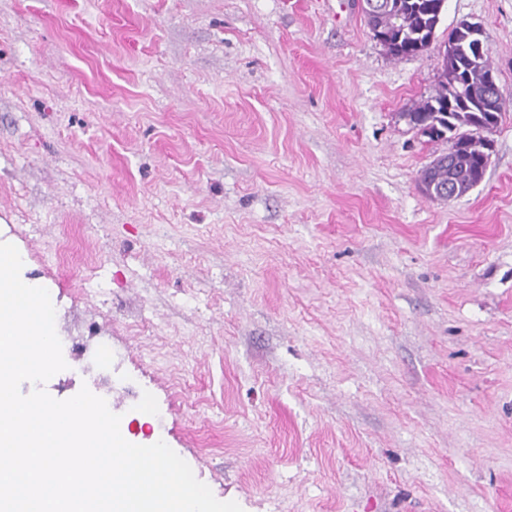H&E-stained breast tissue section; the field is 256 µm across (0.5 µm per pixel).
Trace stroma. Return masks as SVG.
Listing matches in <instances>:
<instances>
[{"instance_id":"35a3bbf8","label":"stroma","mask_w":512,"mask_h":512,"mask_svg":"<svg viewBox=\"0 0 512 512\" xmlns=\"http://www.w3.org/2000/svg\"><path fill=\"white\" fill-rule=\"evenodd\" d=\"M482 26L480 185L407 114ZM0 243L95 324L127 441L243 512H512V0L392 57L359 0H0ZM467 144H462L460 140L451 142L449 149L454 148L455 151L451 156V162L448 169V153L446 155H440L439 161L433 166H427L420 177V184H435V187H442L443 194L440 197L434 199L448 200V193L452 198H460L478 186L483 177L477 176L471 183H467L462 188L458 185L448 183L449 180H455L461 183L467 182L472 175L482 167V163L487 165L488 168L491 155H483L480 149L477 147L478 143H474L473 139ZM452 178V179H450Z\"/></svg>"}]
</instances>
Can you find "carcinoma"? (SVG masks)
<instances>
[{
  "mask_svg": "<svg viewBox=\"0 0 512 512\" xmlns=\"http://www.w3.org/2000/svg\"><path fill=\"white\" fill-rule=\"evenodd\" d=\"M446 0H368L371 12L364 14L367 25L380 27L390 34L389 53L397 58L415 56L427 50L435 39ZM469 27L459 23L448 33L456 42V53L446 55L441 88L409 113L410 121L424 127L438 120L450 121L460 137L469 135L475 117L492 114L502 118L505 102H490L484 96L483 75L490 69L485 57L470 56L463 51ZM452 156L442 155L437 164L426 167L420 183L443 188L440 199H448V181L465 183L482 167L483 155L477 144L456 141Z\"/></svg>",
  "mask_w": 512,
  "mask_h": 512,
  "instance_id": "obj_1",
  "label": "carcinoma"
}]
</instances>
